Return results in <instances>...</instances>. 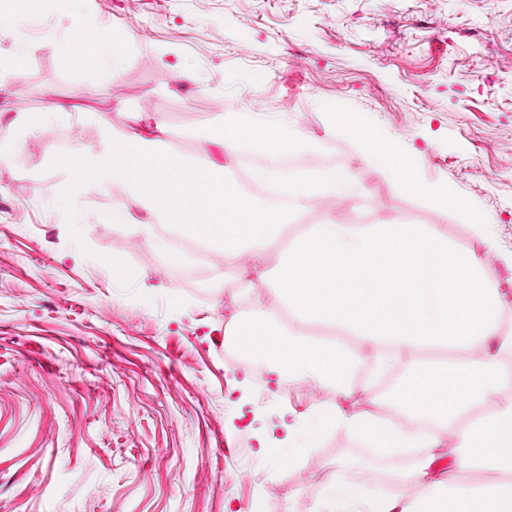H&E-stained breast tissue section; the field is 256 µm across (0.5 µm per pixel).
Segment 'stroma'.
<instances>
[{
  "mask_svg": "<svg viewBox=\"0 0 512 512\" xmlns=\"http://www.w3.org/2000/svg\"><path fill=\"white\" fill-rule=\"evenodd\" d=\"M48 35L0 8V512H316L324 485L362 472L389 493L415 456L373 454L342 430L293 465L259 453L278 415L307 416L336 391L288 384L224 343V306L244 302L236 267L186 282L158 244L113 223L110 191L56 197L61 155L97 147L100 117L125 133L162 123L165 148L226 163L204 145L248 113L298 126L331 150L392 224H438L483 254L488 221L512 289V0H38ZM128 32L115 62L74 68L79 30ZM64 107L16 145L20 110ZM353 116L410 154L459 205L396 194L341 124Z\"/></svg>",
  "mask_w": 512,
  "mask_h": 512,
  "instance_id": "obj_1",
  "label": "stroma"
}]
</instances>
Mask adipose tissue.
<instances>
[{
	"mask_svg": "<svg viewBox=\"0 0 512 512\" xmlns=\"http://www.w3.org/2000/svg\"><path fill=\"white\" fill-rule=\"evenodd\" d=\"M126 40L123 33L87 31L69 44L68 58L77 66L98 65L118 56ZM343 124L355 130L364 157L398 192L436 208L452 205L447 194L420 181L390 141L352 117ZM208 136L230 156L244 146L279 154L304 145L303 133L288 135L281 122H222ZM60 164L64 192L106 189L125 198V207L112 212L113 223H130L133 207L145 206L180 237L239 267L248 309L230 342L267 363L274 384L332 385L342 399L370 392V381L348 383L354 361L368 359L377 374L407 368V378L391 393L403 421L348 410L341 400L312 408L305 425L295 424L292 414L280 415L292 455L335 429L389 453L418 452L395 495L375 493L366 480L349 477L327 485L323 512H512V327L505 321L512 291L488 274V259L498 250L486 225L477 227L485 247L481 257L449 246L436 224L322 220L292 230L287 208L254 203L224 167L189 161L157 148L155 138L118 133L107 122L98 150L73 148ZM253 179L303 201L351 192L339 170L263 167ZM271 250L278 257L272 269L265 263ZM267 294L278 310L267 307ZM314 327L323 328L324 336L311 335ZM424 352L449 354L453 362H418ZM420 417L434 423L432 434L414 427ZM440 448L453 459L443 473L435 467ZM465 472L484 479L463 482Z\"/></svg>",
	"mask_w": 512,
	"mask_h": 512,
	"instance_id": "obj_1",
	"label": "adipose tissue"
}]
</instances>
